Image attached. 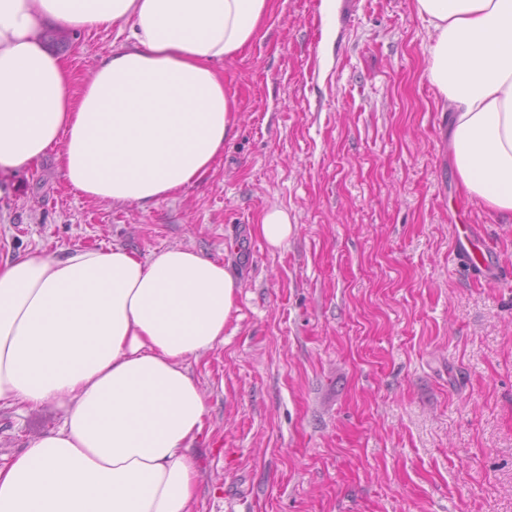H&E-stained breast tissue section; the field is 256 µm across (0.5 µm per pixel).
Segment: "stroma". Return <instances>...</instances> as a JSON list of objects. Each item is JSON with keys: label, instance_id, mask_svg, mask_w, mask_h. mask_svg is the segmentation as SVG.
Segmentation results:
<instances>
[{"label": "stroma", "instance_id": "stroma-1", "mask_svg": "<svg viewBox=\"0 0 512 512\" xmlns=\"http://www.w3.org/2000/svg\"><path fill=\"white\" fill-rule=\"evenodd\" d=\"M116 36L61 53L81 79ZM426 42L414 0H275L218 65L241 118L210 174L144 211L90 202L50 153L0 200L1 260L182 245L238 280L228 336L190 364L197 512H512V288L451 253L452 223L480 224L512 265V223L458 187ZM273 207L278 248L253 231ZM62 420L1 406L0 456ZM292 230L288 214L281 209L266 211L259 217L258 224H255V232L273 248L280 247Z\"/></svg>", "mask_w": 512, "mask_h": 512}]
</instances>
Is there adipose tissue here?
<instances>
[{"mask_svg": "<svg viewBox=\"0 0 512 512\" xmlns=\"http://www.w3.org/2000/svg\"><path fill=\"white\" fill-rule=\"evenodd\" d=\"M414 4L459 187L512 223V0ZM272 5L0 0V198L52 149L95 203L146 209L202 179L239 123L216 64L249 47ZM47 21L122 39L79 82ZM238 291L223 263L184 246L0 263V402L64 410L0 461V512H196L189 448L207 403L189 363L223 343Z\"/></svg>", "mask_w": 512, "mask_h": 512, "instance_id": "ef3b65f1", "label": "adipose tissue"}]
</instances>
